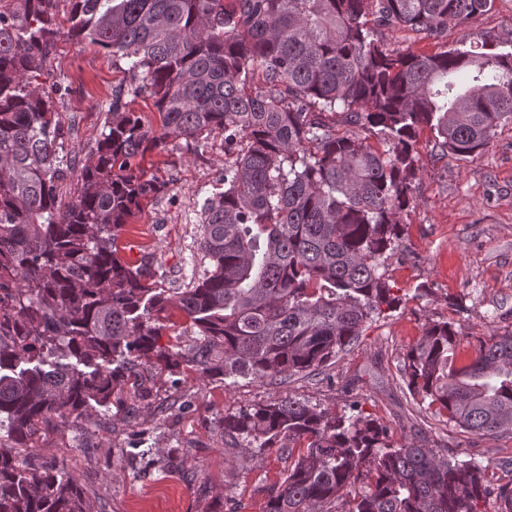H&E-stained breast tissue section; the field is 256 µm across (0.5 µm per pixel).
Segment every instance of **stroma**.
I'll list each match as a JSON object with an SVG mask.
<instances>
[{
    "label": "stroma",
    "instance_id": "35a3bbf8",
    "mask_svg": "<svg viewBox=\"0 0 512 512\" xmlns=\"http://www.w3.org/2000/svg\"><path fill=\"white\" fill-rule=\"evenodd\" d=\"M511 33L512 0H495L492 10L468 26L449 28L441 39L407 29H383L379 36L387 49L430 54L463 38L476 44ZM126 67L97 46L57 39L45 79L67 88L54 106L70 130L66 146L80 159L91 158L112 92L129 81ZM432 142L430 131L420 133L423 170L400 216L401 246L386 263L390 286L405 300L369 322L320 378L298 375L275 385L240 377L227 385L188 376L177 391L169 376H153L144 364L148 400L125 388V410L97 408L78 423L58 424L31 449L30 461L63 465L95 512H227L232 501L242 503L243 512H263V489L282 478L286 464L270 452L258 467L244 451L225 447L217 420L292 395L339 415L358 404L395 435L425 431L459 458L493 466L500 483L512 482L496 467L512 455V439L464 434L434 419L399 373L405 352L429 323L451 322L469 351L478 338L512 330V125L499 128L484 153L466 160L432 153ZM224 161V138L214 133L172 137L134 159V170L165 182L166 189L143 201L118 239L121 255L152 273L165 268L174 288L200 275L204 266L194 259L199 214L220 186ZM452 296L461 298L462 309L449 305ZM185 394L193 401L188 410Z\"/></svg>",
    "mask_w": 512,
    "mask_h": 512
}]
</instances>
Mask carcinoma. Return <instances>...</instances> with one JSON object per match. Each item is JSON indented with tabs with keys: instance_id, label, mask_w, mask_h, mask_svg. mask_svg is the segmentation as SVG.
Listing matches in <instances>:
<instances>
[{
	"instance_id": "1",
	"label": "carcinoma",
	"mask_w": 512,
	"mask_h": 512,
	"mask_svg": "<svg viewBox=\"0 0 512 512\" xmlns=\"http://www.w3.org/2000/svg\"><path fill=\"white\" fill-rule=\"evenodd\" d=\"M68 35L128 63L89 162L65 151L39 86L61 34L56 0H0V512H92L63 466L22 453L110 408L141 362L158 375L316 376L402 303L384 262L432 151L468 159L512 124V52L391 51L380 28L439 38L495 0H66ZM153 99L161 127L126 98ZM362 136L336 129V117ZM224 136L223 190L200 211L208 267L184 288L119 252L164 184L130 160L170 137ZM376 142H371V139ZM181 312L193 342L159 344ZM450 322L428 324L400 367L411 395L463 433L512 436V331L455 362ZM296 397L219 418L224 444L288 461L263 512H512L489 467L393 431L352 406Z\"/></svg>"
}]
</instances>
